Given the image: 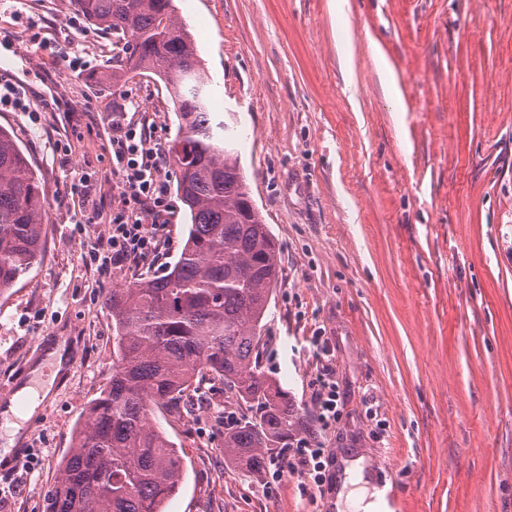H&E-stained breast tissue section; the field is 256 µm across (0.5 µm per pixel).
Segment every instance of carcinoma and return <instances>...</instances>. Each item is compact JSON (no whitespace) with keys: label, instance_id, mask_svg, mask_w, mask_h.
<instances>
[{"label":"carcinoma","instance_id":"1","mask_svg":"<svg viewBox=\"0 0 512 512\" xmlns=\"http://www.w3.org/2000/svg\"><path fill=\"white\" fill-rule=\"evenodd\" d=\"M70 3L89 25L124 40L100 82L144 75L167 89L178 118L169 157L190 224L165 272L112 290V381L83 415L45 512H165L182 484V456L148 415L177 410L197 379L218 378L249 404L251 417L224 432V448L245 472L265 470L301 435L288 392L258 360L280 247L250 204L228 127L210 111L208 71L173 0ZM47 224V190L0 127V293L34 265Z\"/></svg>","mask_w":512,"mask_h":512}]
</instances>
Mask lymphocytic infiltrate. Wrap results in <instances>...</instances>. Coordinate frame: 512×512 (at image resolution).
<instances>
[{"label":"lymphocytic infiltrate","instance_id":"obj_1","mask_svg":"<svg viewBox=\"0 0 512 512\" xmlns=\"http://www.w3.org/2000/svg\"><path fill=\"white\" fill-rule=\"evenodd\" d=\"M112 174L121 185L112 209L108 235L91 246V263L108 269L148 262L159 247L160 221L170 208V186L165 174L167 156L146 128L125 121L122 113L109 118ZM325 450L304 439L288 450V470L323 492H332L336 478Z\"/></svg>","mask_w":512,"mask_h":512}]
</instances>
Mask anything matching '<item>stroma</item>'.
<instances>
[{
    "label": "stroma",
    "mask_w": 512,
    "mask_h": 512,
    "mask_svg": "<svg viewBox=\"0 0 512 512\" xmlns=\"http://www.w3.org/2000/svg\"><path fill=\"white\" fill-rule=\"evenodd\" d=\"M211 79L251 197L280 247L260 367L287 391L306 438L342 459L381 452L377 478L404 512H512V0H174ZM51 42L40 50L33 34ZM69 0H0V57L23 52L24 109L0 110L47 189L40 257L0 294V398L48 338L71 357L22 455L0 467V512H44L87 404L112 379V289L173 263L187 233L172 196L156 260L100 272L117 191L107 117L125 112L169 142L163 83L96 74L118 54ZM384 56L397 79L388 91ZM80 71H71L72 61ZM100 220L79 223L85 176ZM327 340L339 412L312 393ZM204 405L151 422L185 475L167 512H326L288 471L224 454V418L248 405L208 381Z\"/></svg>",
    "instance_id": "stroma-1"
}]
</instances>
